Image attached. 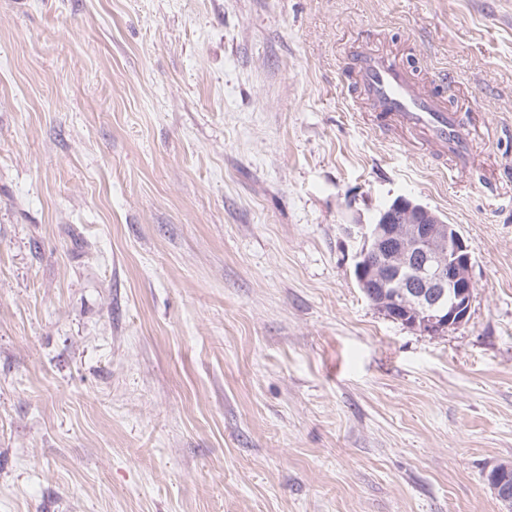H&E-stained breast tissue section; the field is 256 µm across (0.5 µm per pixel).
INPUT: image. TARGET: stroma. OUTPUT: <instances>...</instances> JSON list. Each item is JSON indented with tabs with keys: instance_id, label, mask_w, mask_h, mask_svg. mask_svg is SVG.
<instances>
[{
	"instance_id": "1",
	"label": "stroma",
	"mask_w": 512,
	"mask_h": 512,
	"mask_svg": "<svg viewBox=\"0 0 512 512\" xmlns=\"http://www.w3.org/2000/svg\"><path fill=\"white\" fill-rule=\"evenodd\" d=\"M361 38L482 168L379 129ZM470 242L455 329L391 321L359 236ZM512 0H0V512H502ZM505 464H494L485 473L486 482L496 498L503 506V511L512 510V484L510 482L509 469Z\"/></svg>"
}]
</instances>
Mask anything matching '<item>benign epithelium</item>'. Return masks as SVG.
<instances>
[{
    "label": "benign epithelium",
    "instance_id": "obj_1",
    "mask_svg": "<svg viewBox=\"0 0 512 512\" xmlns=\"http://www.w3.org/2000/svg\"><path fill=\"white\" fill-rule=\"evenodd\" d=\"M346 231L363 240L355 263L358 286L386 317L399 322L401 307L414 303L420 313L409 326L430 335L466 320L474 289V249L454 225L401 196L391 210L381 212L378 223L351 224ZM375 288L385 293L378 297ZM485 478L503 512H512L509 467L497 463Z\"/></svg>",
    "mask_w": 512,
    "mask_h": 512
}]
</instances>
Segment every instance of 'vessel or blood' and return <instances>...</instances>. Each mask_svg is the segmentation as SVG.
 <instances>
[{
    "mask_svg": "<svg viewBox=\"0 0 512 512\" xmlns=\"http://www.w3.org/2000/svg\"><path fill=\"white\" fill-rule=\"evenodd\" d=\"M360 91L381 126L418 133L420 143L459 166L472 162L475 145L457 110L429 93L396 57L369 49L354 60Z\"/></svg>",
    "mask_w": 512,
    "mask_h": 512,
    "instance_id": "b4317fda",
    "label": "vessel or blood"
}]
</instances>
